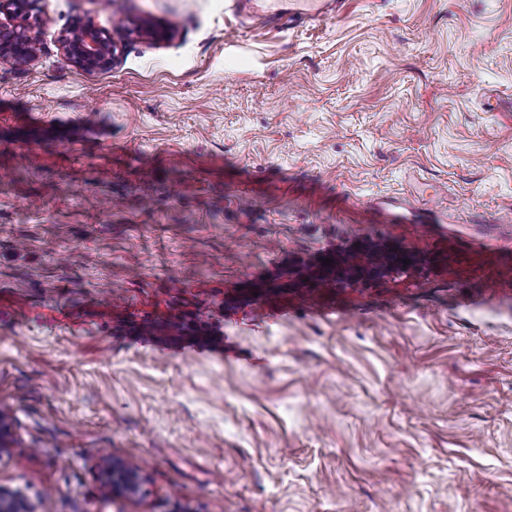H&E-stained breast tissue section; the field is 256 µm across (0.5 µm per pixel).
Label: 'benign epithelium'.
Wrapping results in <instances>:
<instances>
[{"label": "benign epithelium", "mask_w": 512, "mask_h": 512, "mask_svg": "<svg viewBox=\"0 0 512 512\" xmlns=\"http://www.w3.org/2000/svg\"><path fill=\"white\" fill-rule=\"evenodd\" d=\"M40 0H0V14L10 18L28 19L38 9ZM138 35H146L156 42H164L174 35L171 27L155 28L149 23L134 29ZM59 45L68 61L79 72L107 69L119 61V48L112 35L94 24L92 19L76 20L60 33ZM35 53V41L25 25H8L0 22V58L6 61L20 59L31 61ZM406 256L391 247L371 246L365 252H348L343 260V271L354 280L364 271L376 270L385 276L405 266ZM107 486L111 492L135 493L141 482L139 472L126 469L106 459L103 461ZM0 512H35L23 489L0 485Z\"/></svg>", "instance_id": "1"}]
</instances>
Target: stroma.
I'll return each mask as SVG.
<instances>
[{
  "label": "stroma",
  "mask_w": 512,
  "mask_h": 512,
  "mask_svg": "<svg viewBox=\"0 0 512 512\" xmlns=\"http://www.w3.org/2000/svg\"><path fill=\"white\" fill-rule=\"evenodd\" d=\"M78 17L114 67L68 62ZM27 25L30 63L0 60V484L36 512H512V0ZM372 242L413 261L300 281ZM59 45L78 72L107 69L119 61V48L112 35L92 19H77L60 33ZM103 466L111 494L117 491L133 494L138 490L141 482L139 472L117 466L111 459H104Z\"/></svg>",
  "instance_id": "1"
}]
</instances>
